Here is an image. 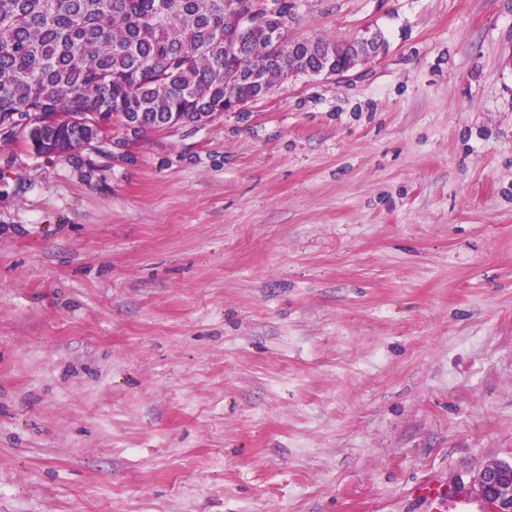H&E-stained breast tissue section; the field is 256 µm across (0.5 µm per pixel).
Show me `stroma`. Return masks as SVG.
I'll return each instance as SVG.
<instances>
[{
  "instance_id": "1",
  "label": "stroma",
  "mask_w": 512,
  "mask_h": 512,
  "mask_svg": "<svg viewBox=\"0 0 512 512\" xmlns=\"http://www.w3.org/2000/svg\"><path fill=\"white\" fill-rule=\"evenodd\" d=\"M386 49L240 112L0 143V512H483L512 460V0H292ZM477 493L491 502V512L512 511V463L495 461L487 465L476 479Z\"/></svg>"
}]
</instances>
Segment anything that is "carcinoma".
<instances>
[{
    "label": "carcinoma",
    "mask_w": 512,
    "mask_h": 512,
    "mask_svg": "<svg viewBox=\"0 0 512 512\" xmlns=\"http://www.w3.org/2000/svg\"><path fill=\"white\" fill-rule=\"evenodd\" d=\"M226 0H0V119L41 112L46 132L71 139L66 117L121 119L143 113L159 129L181 112L224 111V96L259 94L238 74L269 86L290 77L292 3L268 0V20L236 28ZM285 48L272 59L274 39ZM307 66H319L324 37L303 40Z\"/></svg>",
    "instance_id": "1"
}]
</instances>
